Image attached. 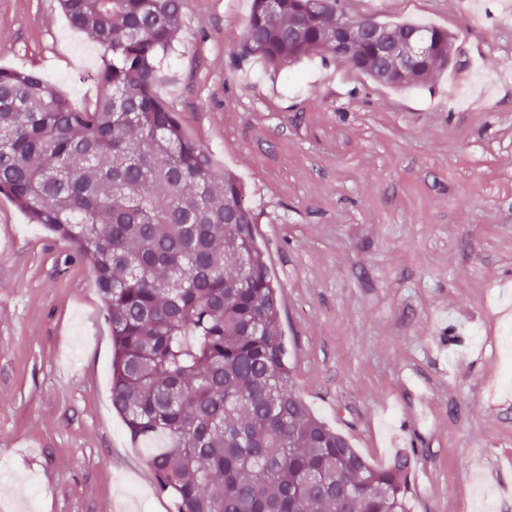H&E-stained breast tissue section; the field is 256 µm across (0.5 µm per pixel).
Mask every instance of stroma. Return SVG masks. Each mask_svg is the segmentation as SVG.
<instances>
[{"label":"stroma","mask_w":512,"mask_h":512,"mask_svg":"<svg viewBox=\"0 0 512 512\" xmlns=\"http://www.w3.org/2000/svg\"><path fill=\"white\" fill-rule=\"evenodd\" d=\"M455 35L396 89L342 62L233 58L251 0H186L156 91L236 173L296 389L373 464L413 452L409 512H512V0H345ZM103 45L57 0H0V65L92 105ZM91 264L0 196V512H174L109 394Z\"/></svg>","instance_id":"obj_1"}]
</instances>
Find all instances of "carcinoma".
Listing matches in <instances>:
<instances>
[{
	"label": "carcinoma",
	"mask_w": 512,
	"mask_h": 512,
	"mask_svg": "<svg viewBox=\"0 0 512 512\" xmlns=\"http://www.w3.org/2000/svg\"><path fill=\"white\" fill-rule=\"evenodd\" d=\"M59 5L108 50L100 90L79 108L38 71L0 66V195L93 266L112 409L174 512H409L412 457L370 463L295 391L243 186L155 92L186 0ZM345 16L341 0H252L236 56H329L394 87L453 62V34L396 23L431 44L399 71L370 36L338 39Z\"/></svg>",
	"instance_id": "obj_1"
}]
</instances>
